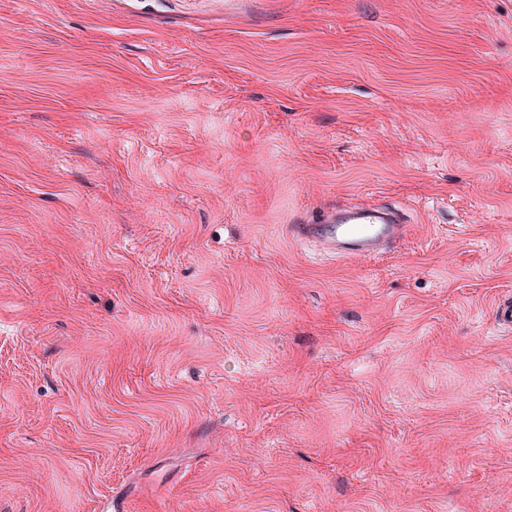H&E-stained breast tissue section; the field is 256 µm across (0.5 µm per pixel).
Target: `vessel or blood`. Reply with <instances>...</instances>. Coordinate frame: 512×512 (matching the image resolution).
<instances>
[{"instance_id": "1", "label": "vessel or blood", "mask_w": 512, "mask_h": 512, "mask_svg": "<svg viewBox=\"0 0 512 512\" xmlns=\"http://www.w3.org/2000/svg\"><path fill=\"white\" fill-rule=\"evenodd\" d=\"M407 224L387 208L370 204L340 207L336 216L316 224H298L294 233L315 239L336 255L371 257L403 239Z\"/></svg>"}]
</instances>
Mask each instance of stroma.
I'll use <instances>...</instances> for the list:
<instances>
[{
	"label": "stroma",
	"mask_w": 512,
	"mask_h": 512,
	"mask_svg": "<svg viewBox=\"0 0 512 512\" xmlns=\"http://www.w3.org/2000/svg\"><path fill=\"white\" fill-rule=\"evenodd\" d=\"M507 298L512 0H0V512H512ZM318 223L297 224L293 232L323 242L338 256H374L400 242L408 230L396 212L370 204L340 206L336 218L327 216Z\"/></svg>",
	"instance_id": "1"
}]
</instances>
